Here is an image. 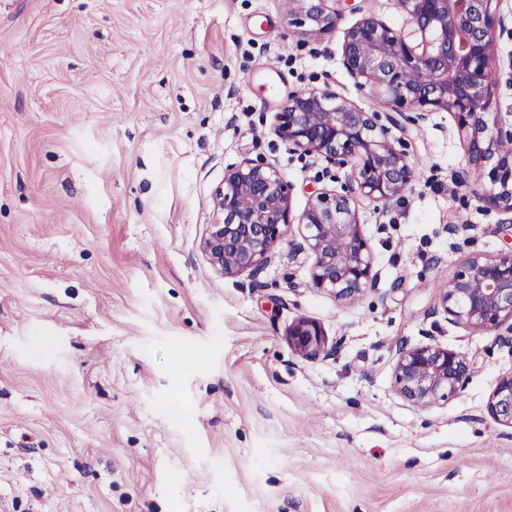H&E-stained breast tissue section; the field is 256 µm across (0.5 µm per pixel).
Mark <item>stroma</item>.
<instances>
[{"label": "stroma", "instance_id": "stroma-1", "mask_svg": "<svg viewBox=\"0 0 512 512\" xmlns=\"http://www.w3.org/2000/svg\"><path fill=\"white\" fill-rule=\"evenodd\" d=\"M338 8L312 40L288 0H0V512H512V428L487 411L512 338L438 303L512 226L471 198L450 113L408 125L405 197L359 206L378 273L361 297L310 288L294 229L254 276L198 249L243 159L307 209L325 164L276 135L288 94L386 111L345 70L344 32L367 10L406 18L394 0ZM301 317L330 355L289 345ZM405 343L474 369L411 405L392 381Z\"/></svg>", "mask_w": 512, "mask_h": 512}]
</instances>
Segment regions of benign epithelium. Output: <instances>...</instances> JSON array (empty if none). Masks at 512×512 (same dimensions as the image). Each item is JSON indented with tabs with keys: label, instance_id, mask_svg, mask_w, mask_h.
Here are the masks:
<instances>
[{
	"label": "benign epithelium",
	"instance_id": "7a95c632",
	"mask_svg": "<svg viewBox=\"0 0 512 512\" xmlns=\"http://www.w3.org/2000/svg\"><path fill=\"white\" fill-rule=\"evenodd\" d=\"M338 0H289L292 24L309 38L336 29ZM501 0H395L407 26L394 28L372 12L348 28L342 63L358 87L385 96L388 112L365 110L326 86L295 93L276 113L275 130L291 149L345 171L340 189L313 190L308 208L295 216L291 185L271 163L244 159L224 173L212 193L215 220L199 250L224 276L255 272L290 226L300 227L311 260L309 286L349 300L377 282L374 252L360 222L358 204L388 206L414 181L406 140L393 136L401 120L415 122L438 111L457 118L462 146L476 166L477 197L512 215V123L491 111L492 88L501 67L492 53L496 32H510ZM416 111L407 116L405 112ZM452 321L474 331L512 333V249L474 252L460 264L440 296ZM288 336L296 352L316 359L326 352L321 326L299 318ZM474 363L437 343L399 348L393 383L414 406L456 394ZM490 416L512 428V373L503 376L487 402Z\"/></svg>",
	"mask_w": 512,
	"mask_h": 512
}]
</instances>
